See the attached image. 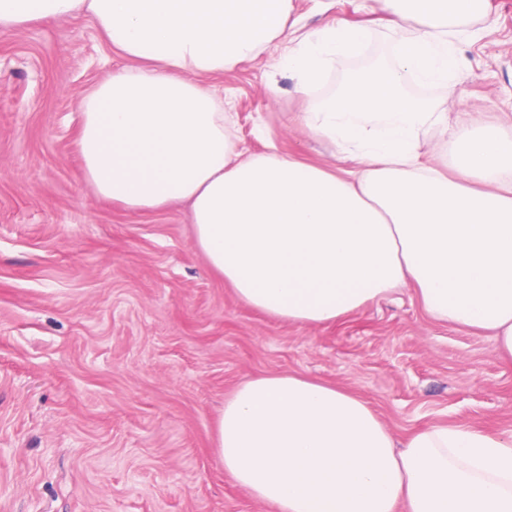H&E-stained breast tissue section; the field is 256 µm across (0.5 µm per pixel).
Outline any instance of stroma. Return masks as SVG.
I'll list each match as a JSON object with an SVG mask.
<instances>
[{"label": "stroma", "instance_id": "35a3bbf8", "mask_svg": "<svg viewBox=\"0 0 512 512\" xmlns=\"http://www.w3.org/2000/svg\"><path fill=\"white\" fill-rule=\"evenodd\" d=\"M292 15L367 29L330 86L413 33L382 0H292ZM458 27L477 36L455 44L448 129L422 134L427 164L450 161L465 112L512 138V0ZM281 56L200 81L235 113L239 147L329 164ZM124 64L86 17L0 33V512H275L213 447L225 400L266 375L351 390L399 438L439 422L512 431V365L494 339L433 320L412 287L327 326L288 324L210 268L184 205L135 214L97 198L75 149L81 103Z\"/></svg>", "mask_w": 512, "mask_h": 512}]
</instances>
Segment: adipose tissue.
I'll return each mask as SVG.
<instances>
[{
  "label": "adipose tissue",
  "mask_w": 512,
  "mask_h": 512,
  "mask_svg": "<svg viewBox=\"0 0 512 512\" xmlns=\"http://www.w3.org/2000/svg\"><path fill=\"white\" fill-rule=\"evenodd\" d=\"M484 4L384 0L413 36L327 95L332 63L367 32L298 27L291 0H0V31L91 18L127 64L82 102L86 183L133 213L188 203L196 247L253 308L323 326L410 285L432 318L489 332L512 363V139L464 122L449 170L424 164L421 134L448 115L403 90L411 78L447 91L455 24ZM283 41L306 126L355 168L244 153L197 81ZM215 445L225 472L277 512H512V432L440 423L399 441L360 396L298 374L238 386Z\"/></svg>",
  "instance_id": "adipose-tissue-1"
}]
</instances>
